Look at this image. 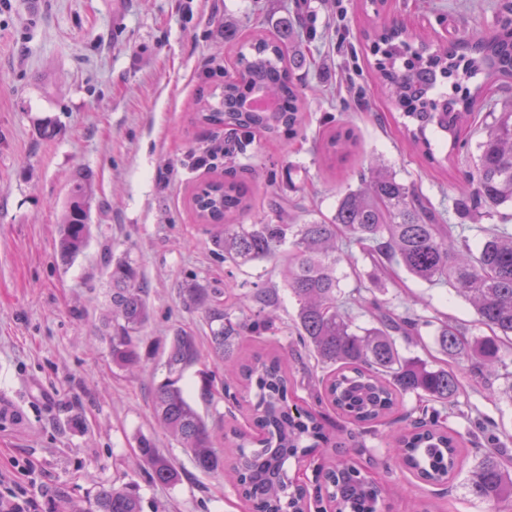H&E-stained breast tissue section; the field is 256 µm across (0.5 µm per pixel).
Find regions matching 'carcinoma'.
I'll return each instance as SVG.
<instances>
[{
	"mask_svg": "<svg viewBox=\"0 0 512 512\" xmlns=\"http://www.w3.org/2000/svg\"><path fill=\"white\" fill-rule=\"evenodd\" d=\"M501 25L494 39L474 32L450 49L434 50L423 40L413 46L411 34L398 22L370 35L383 49L379 79L393 106L407 119L406 135L434 163L438 159L428 130L452 136L460 122L476 120L471 104L484 88L463 94L462 83L478 73L490 83L512 80V0L504 5ZM237 62V79L197 100L196 120L269 135L296 133L303 106L293 72L304 65L303 57L292 51L286 38L257 34L240 46ZM251 97L272 99L276 106L247 109L245 102ZM351 145L350 136L335 133L325 148L334 157L347 153ZM478 149V162L453 200L460 219L512 205V109L498 113L486 126ZM361 183V188L338 200L336 215L328 222L236 224V218L248 213L250 197L234 180L199 185L192 202L197 218L210 224L212 243L224 260H283L284 280L298 304L297 343L327 370L321 384L330 404L360 426L385 418L408 394L418 399L406 415L410 429L393 437L394 464L431 483H444L457 467L458 448L439 421L454 405L461 383L453 371L418 363L397 348L396 340L421 335L431 321L407 311L397 313L363 296L359 286L349 294L342 292L336 275L339 242L358 246L378 271L397 266L418 281L448 285L462 296L490 334L472 340L447 324L438 329L436 342L451 361L485 379L505 365V340L512 338V232L505 224L447 223L428 197L382 166L361 178ZM91 187L90 175L74 177L71 204L60 229L59 249L65 258L77 255L88 241ZM467 230L484 236L475 249L465 236ZM109 279L112 317L106 328L112 363L131 370L140 362L139 333L150 315L146 290L128 258L113 264ZM186 296L204 314L212 350L227 362L232 361L241 336L273 328L270 318L232 321L220 288L198 285L186 289ZM355 309L367 313L372 325H355ZM200 357L192 333L179 329L169 338L167 374L154 388L158 422L205 474L224 472V443L233 445L229 470L254 512H307L306 499L292 484L285 465L290 458L312 454L326 437L316 413L290 410L287 357L257 354L241 367L242 376L254 386L248 400L257 429L254 435L225 432L223 420L208 422L187 399L180 381ZM229 388L227 382H216L215 374L204 375L200 398L211 403L223 392L235 403L237 396ZM488 443L469 471L467 487L470 494L492 505L491 512H501L504 503L512 507V471L504 463L499 438L491 433ZM138 454L152 481L171 485L181 480L180 471L151 439L140 438ZM325 485L333 512H379L380 488L358 470L339 464L326 472ZM71 512H142V506L132 486H112L99 490L85 507L71 506Z\"/></svg>",
	"mask_w": 512,
	"mask_h": 512,
	"instance_id": "obj_1",
	"label": "carcinoma"
}]
</instances>
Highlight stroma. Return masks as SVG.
Here are the masks:
<instances>
[{
  "instance_id": "obj_1",
  "label": "stroma",
  "mask_w": 512,
  "mask_h": 512,
  "mask_svg": "<svg viewBox=\"0 0 512 512\" xmlns=\"http://www.w3.org/2000/svg\"><path fill=\"white\" fill-rule=\"evenodd\" d=\"M502 0H0V470L37 502L59 512L64 499L88 501L100 488L136 484L143 512H248L239 487L222 474L197 471L156 424L152 391L166 375L164 346L173 332L197 336L201 360L181 381L206 419L249 430L246 408L198 397L200 375H223L200 310L184 290L200 284L224 291L234 317L264 314L260 291L277 297L273 330L248 336L240 360L295 346L296 301L280 262L239 266L217 255L190 204L197 184L232 174L245 184L247 224L332 219L347 190L375 163L451 211L464 176L476 164L480 121L512 99V82L492 87L474 106L454 149L430 164L401 130V117L375 78L368 32L392 21L451 45L471 32L498 31ZM297 19L294 44L307 63L295 76L303 91L304 126L293 141L195 122L199 93L223 83L237 43L276 37ZM350 134L347 155L327 158L325 135ZM232 145L224 155L223 145ZM93 176L91 236L70 262L58 252L60 221L74 176ZM132 259L147 290L136 375L112 363L103 322L110 309L109 271ZM337 274L344 292L356 284L389 308H407L482 334L470 305L455 290L413 280L402 269L373 279L365 260ZM512 372V353L488 380L458 370L461 390L448 429L466 432L472 417L493 426L512 449V401L495 398ZM322 368L309 356L288 365L292 401L319 411L329 445L288 473L315 489L344 461L383 490V512H490L464 479L482 454L467 441L459 469L443 486L393 467L387 435L404 426L414 399L362 443L351 441L345 416L318 404L312 383ZM151 438L185 477L152 482L138 464L140 437Z\"/></svg>"
}]
</instances>
